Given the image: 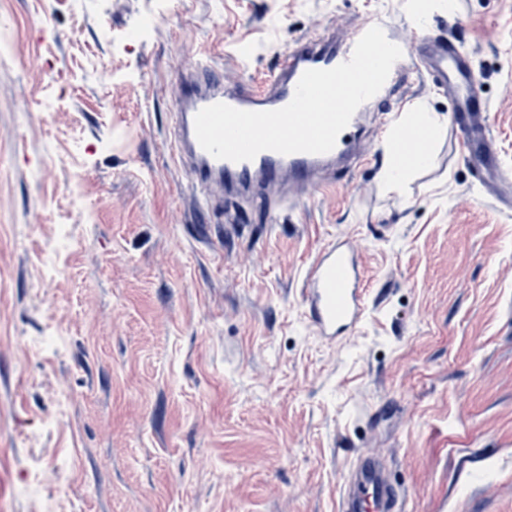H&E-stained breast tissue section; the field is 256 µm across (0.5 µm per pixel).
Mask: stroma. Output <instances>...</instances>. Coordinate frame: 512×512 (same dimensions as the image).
Returning a JSON list of instances; mask_svg holds the SVG:
<instances>
[{"mask_svg":"<svg viewBox=\"0 0 512 512\" xmlns=\"http://www.w3.org/2000/svg\"><path fill=\"white\" fill-rule=\"evenodd\" d=\"M475 55L512 170V0H428ZM413 0H0V512H337L375 449L399 512H512V210L482 196L448 95L428 167L400 190L383 116L332 192L267 207L225 194L197 221L167 147L200 52L269 75L324 25ZM254 45L248 67L230 53ZM107 60L109 82L93 67ZM28 111H20V102ZM70 245L47 255L59 225ZM365 260V313L310 326L306 267L337 238ZM58 334L61 351L45 349ZM65 461L66 476L52 470Z\"/></svg>","mask_w":512,"mask_h":512,"instance_id":"35a3bbf8","label":"stroma"}]
</instances>
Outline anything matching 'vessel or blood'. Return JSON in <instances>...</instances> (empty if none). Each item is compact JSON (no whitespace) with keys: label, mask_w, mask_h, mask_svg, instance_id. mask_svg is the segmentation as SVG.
Segmentation results:
<instances>
[{"label":"vessel or blood","mask_w":512,"mask_h":512,"mask_svg":"<svg viewBox=\"0 0 512 512\" xmlns=\"http://www.w3.org/2000/svg\"><path fill=\"white\" fill-rule=\"evenodd\" d=\"M382 29L387 39L403 51L390 71L388 83L428 75L435 77L437 87L452 88L454 110L462 115L457 132L466 156L484 168V183L511 180L512 172L499 167L492 149L483 121L486 103L470 53L442 35L426 51L421 47L418 29L403 32L392 22L383 24ZM366 30V25H359L334 42L308 37L294 41L291 47L276 54L272 77L260 85L226 82L223 72L212 64L206 52L193 70L181 75L182 93L174 114L171 148L190 177L202 211L222 206L228 190L249 193L265 201L291 195L304 197L309 190L319 187L318 175L323 169L354 154L355 133L361 120L357 114L329 152L284 155L263 151L253 160L242 162L219 160L207 153L197 140L194 120L202 108L219 102L245 111L285 107L305 71L331 69L349 60ZM360 258L359 247L345 240L325 250L307 268L305 305L308 320L318 335L333 338L354 330L361 322L365 303L360 286ZM353 475L372 501L374 512H395L396 494L376 456H362Z\"/></svg>","instance_id":"vessel-or-blood-1"}]
</instances>
